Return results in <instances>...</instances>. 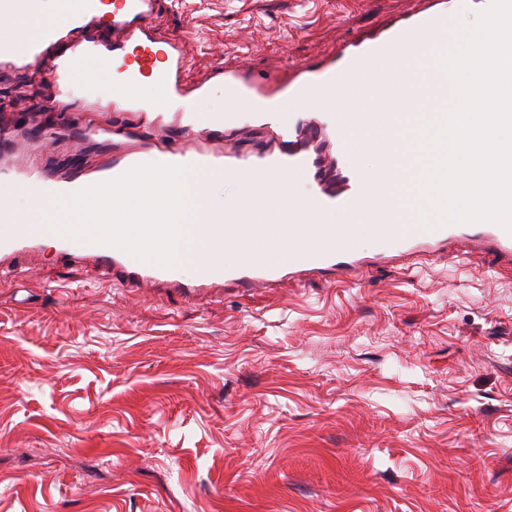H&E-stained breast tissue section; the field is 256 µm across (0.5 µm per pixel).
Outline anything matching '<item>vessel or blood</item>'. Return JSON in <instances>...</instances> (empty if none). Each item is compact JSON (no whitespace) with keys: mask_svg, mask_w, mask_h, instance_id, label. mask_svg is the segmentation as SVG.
I'll return each mask as SVG.
<instances>
[{"mask_svg":"<svg viewBox=\"0 0 512 512\" xmlns=\"http://www.w3.org/2000/svg\"><path fill=\"white\" fill-rule=\"evenodd\" d=\"M110 11H103L104 2ZM418 9L391 17L385 24L349 36L337 53L309 62L285 60L287 80L281 81L243 67L218 71L224 85L220 112H187L183 106L202 94L187 85L186 38H166L156 32L162 16L158 0H81L72 30L96 27L111 31L108 41L83 37L67 56L57 53L70 30L47 28L37 39L10 27L0 28V72L26 71L51 77L61 93L74 91L69 74L88 57L117 75L126 85L151 78L160 94L177 104L179 124L152 138H142L128 120L84 126L79 136L112 145L104 165L61 177L53 173L0 165V175L28 186L35 198L51 205L92 181L115 179L130 168L154 158L202 174L226 175L256 184H271L278 192L273 206L226 210L221 221L203 216L215 238L236 241L256 236L266 225L285 224L297 246L287 266L266 267L242 258L234 268L215 260L199 264L192 279L175 268L145 266L126 251L64 237L56 248L63 264L82 263L111 285L137 292L146 287L177 290L191 300L215 288L249 291L273 288L287 279L319 275L353 287L360 286L373 263L389 257L454 252L472 246L512 263V235L491 222L451 223L427 229L416 210L400 212L394 199L398 181L410 175L409 165L366 170L354 166L347 122L337 109L342 91L363 82L369 111L363 122L391 128L395 118L421 123L422 106H436L448 95V82L439 68L418 80L420 63L435 59L448 47L454 26L449 0H419ZM244 128L263 131L264 143L231 145L230 133ZM304 176L309 192L295 195L293 176ZM360 220L379 226L391 253L367 256L344 242L348 223ZM41 225L20 223L18 216L0 209V270L20 269L32 251L42 249Z\"/></svg>","mask_w":512,"mask_h":512,"instance_id":"1","label":"vessel or blood"}]
</instances>
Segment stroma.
I'll use <instances>...</instances> for the list:
<instances>
[{"label": "stroma", "instance_id": "stroma-1", "mask_svg": "<svg viewBox=\"0 0 512 512\" xmlns=\"http://www.w3.org/2000/svg\"><path fill=\"white\" fill-rule=\"evenodd\" d=\"M185 78L336 52L415 0H161ZM0 78V156L58 175L110 88ZM0 276V512H512V267L483 254L377 267L361 287L175 293L108 285L53 248Z\"/></svg>", "mask_w": 512, "mask_h": 512}]
</instances>
